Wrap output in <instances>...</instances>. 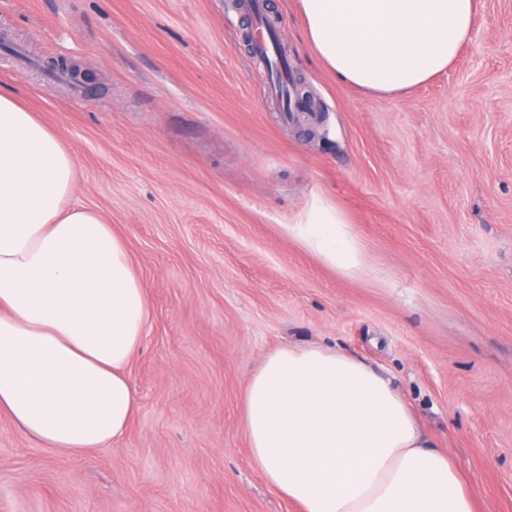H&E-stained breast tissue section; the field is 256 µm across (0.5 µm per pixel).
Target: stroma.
Segmentation results:
<instances>
[{"instance_id":"stroma-1","label":"stroma","mask_w":512,"mask_h":512,"mask_svg":"<svg viewBox=\"0 0 512 512\" xmlns=\"http://www.w3.org/2000/svg\"><path fill=\"white\" fill-rule=\"evenodd\" d=\"M322 119L279 112L232 0H0V86L72 151L76 204L123 235L150 307L120 442L71 460L0 416V512H301L251 461L243 393L284 345L388 378L475 512H512V0H477L448 72L404 96L340 85L298 0H263ZM64 60L93 83L48 77ZM340 206L368 269L288 234Z\"/></svg>"}]
</instances>
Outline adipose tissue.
I'll use <instances>...</instances> for the list:
<instances>
[{"label": "adipose tissue", "instance_id": "adipose-tissue-1", "mask_svg": "<svg viewBox=\"0 0 512 512\" xmlns=\"http://www.w3.org/2000/svg\"><path fill=\"white\" fill-rule=\"evenodd\" d=\"M305 41L346 85L399 94L448 71L476 0H299ZM71 150L0 90V414L79 458L125 437L126 373L150 312L124 240L72 201ZM288 234L365 273L346 214L314 197ZM251 459L302 512H474L472 494L390 380L319 345L270 353L244 393Z\"/></svg>", "mask_w": 512, "mask_h": 512}]
</instances>
